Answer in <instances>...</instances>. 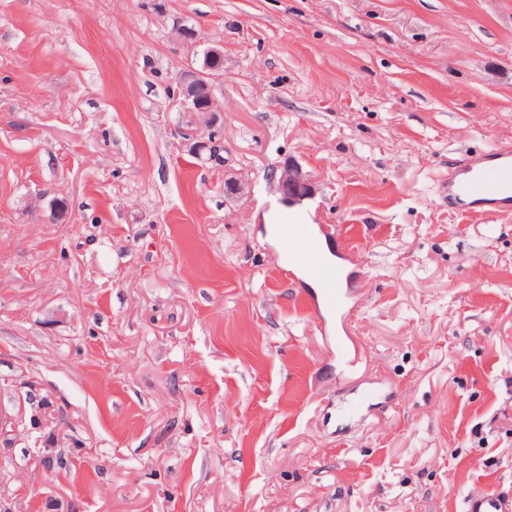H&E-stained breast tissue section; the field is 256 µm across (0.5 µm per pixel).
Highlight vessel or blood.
Returning <instances> with one entry per match:
<instances>
[{"instance_id":"b4317fda","label":"vessel or blood","mask_w":512,"mask_h":512,"mask_svg":"<svg viewBox=\"0 0 512 512\" xmlns=\"http://www.w3.org/2000/svg\"><path fill=\"white\" fill-rule=\"evenodd\" d=\"M452 205H496L498 212H512V151L497 149L481 156H468L448 175L444 185ZM332 224L312 227L286 221L276 227L280 247L288 253L290 263L281 264L278 277L283 283L294 282L297 275L311 279L315 290L302 294L317 330L321 335L335 337L337 350H344L345 336L335 335L333 320L346 307V294L341 287L343 272L321 254L318 238L335 233ZM464 512H512V498L498 494H472L465 500Z\"/></svg>"}]
</instances>
